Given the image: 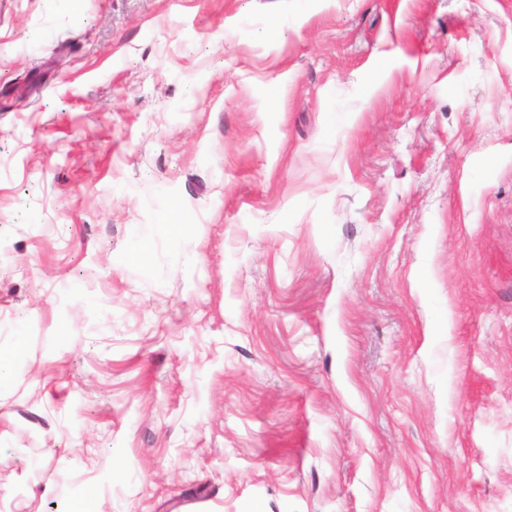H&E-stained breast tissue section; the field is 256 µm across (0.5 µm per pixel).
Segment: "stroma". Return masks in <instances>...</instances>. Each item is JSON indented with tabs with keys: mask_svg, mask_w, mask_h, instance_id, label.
Returning a JSON list of instances; mask_svg holds the SVG:
<instances>
[{
	"mask_svg": "<svg viewBox=\"0 0 512 512\" xmlns=\"http://www.w3.org/2000/svg\"><path fill=\"white\" fill-rule=\"evenodd\" d=\"M1 348L0 512H512V0H0ZM150 243L151 238L145 231L137 230L133 233L129 258L139 276L145 281L152 279L157 273L148 259Z\"/></svg>",
	"mask_w": 512,
	"mask_h": 512,
	"instance_id": "stroma-1",
	"label": "stroma"
}]
</instances>
